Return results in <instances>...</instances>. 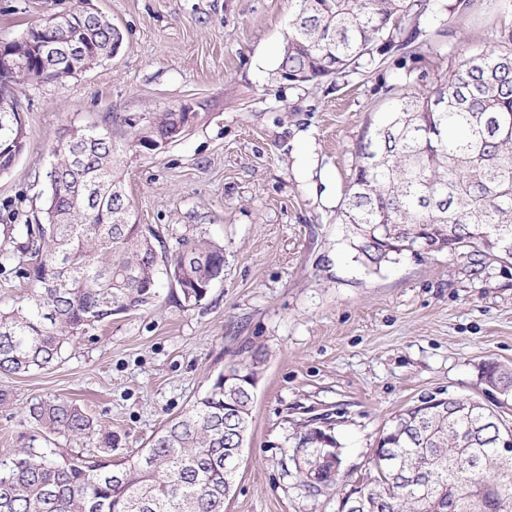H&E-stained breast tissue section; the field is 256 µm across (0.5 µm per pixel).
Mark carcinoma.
Masks as SVG:
<instances>
[{
	"label": "carcinoma",
	"mask_w": 512,
	"mask_h": 512,
	"mask_svg": "<svg viewBox=\"0 0 512 512\" xmlns=\"http://www.w3.org/2000/svg\"><path fill=\"white\" fill-rule=\"evenodd\" d=\"M299 10L278 66L281 78L307 83L376 64L391 51L413 54L418 27L406 26L430 10V0H298ZM65 42L107 50L113 24L105 15L82 20L54 16ZM23 69L0 71V91L13 93L25 78L55 80L69 72L45 64L36 41L20 47ZM184 114L158 112L146 119L153 136L167 140ZM28 132L17 112L0 111V175L10 172ZM136 140L83 129L54 148L44 222L7 224L5 246L29 265L25 303L0 311V371L44 368L64 344L120 313L147 311L159 297L160 277L174 280L188 304L202 301L224 277L222 246L182 239L174 250L153 227L133 221L122 182L123 158ZM345 194L343 221L365 265L379 270L398 255L454 252L475 247L512 257V29L492 46L464 53L433 86L402 94L381 116L356 152ZM374 224L387 239L368 238ZM486 386L512 395V366L484 365ZM454 415L426 401L396 417L414 435L396 433L398 476L375 474L359 485L373 512H512V456L499 450V417L461 398ZM253 394L224 386L219 373L206 394L170 420L131 458L113 459L112 435L103 434L84 409L60 398L29 407L42 431L72 439L93 437L106 448L95 456L60 455L53 448H22L0 460V512H224L237 460L224 452L237 429L248 430ZM473 408H467V405ZM303 424L298 448H313ZM316 484L335 477L314 466V455L294 460Z\"/></svg>",
	"instance_id": "1"
}]
</instances>
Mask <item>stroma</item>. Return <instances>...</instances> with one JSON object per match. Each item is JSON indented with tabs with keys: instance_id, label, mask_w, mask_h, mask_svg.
<instances>
[{
	"instance_id": "35a3bbf8",
	"label": "stroma",
	"mask_w": 512,
	"mask_h": 512,
	"mask_svg": "<svg viewBox=\"0 0 512 512\" xmlns=\"http://www.w3.org/2000/svg\"><path fill=\"white\" fill-rule=\"evenodd\" d=\"M431 0L415 56L296 84L276 74L296 0H0V41L91 6L118 26L119 53L81 74L16 88L29 136L0 177V225L42 216L56 144L75 129L127 130L192 106L184 135L124 161L137 223L169 245L224 248V278L185 303L163 278L151 311L120 313L65 344L49 367L0 372V460L29 443L98 453L94 439L43 438L31 403L76 402L111 433L113 458L147 447L171 418L241 365L258 372L239 476L224 512H338L373 475L379 437L428 397L493 407L485 362L512 365V260L459 251L405 254L372 270L341 221L366 126L397 93L432 85L462 53L512 27V0ZM319 419L341 445L335 483L314 488L294 465L298 423Z\"/></svg>"
}]
</instances>
